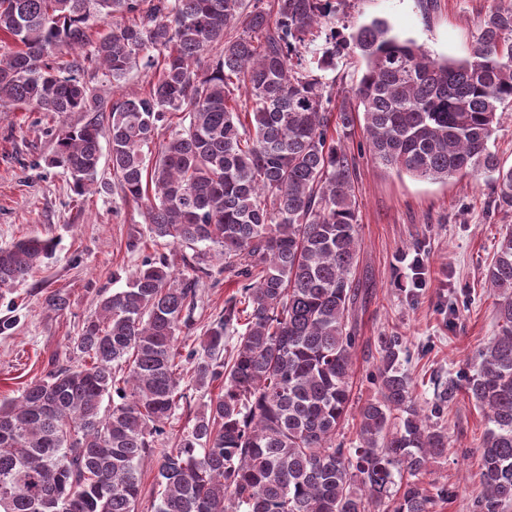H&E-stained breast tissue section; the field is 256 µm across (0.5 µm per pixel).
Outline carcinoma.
I'll use <instances>...</instances> for the list:
<instances>
[{
	"instance_id": "cac0c4a2",
	"label": "carcinoma",
	"mask_w": 512,
	"mask_h": 512,
	"mask_svg": "<svg viewBox=\"0 0 512 512\" xmlns=\"http://www.w3.org/2000/svg\"><path fill=\"white\" fill-rule=\"evenodd\" d=\"M346 0H0V107L90 112L79 65L49 58L67 46L106 70L117 91L140 55L162 57L158 79L119 98L108 125L57 135L53 161L80 194L94 185L106 136L115 185L145 205L153 241L181 254L147 257L126 288L99 301L73 339L75 364L0 402V512H137L141 463L157 455L153 512H436L453 497L425 481L448 455L401 368L404 337H377V396L349 420L357 303L353 271L356 168L343 138L362 124L377 164L429 182L491 177L512 207V167L489 148L512 104V6L482 20L464 59L436 58L374 20L346 39L314 30ZM115 22L92 36L91 22ZM220 47L207 61L203 55ZM366 69L334 91L325 73L350 50ZM245 90L253 101L239 105ZM356 98L363 111L356 110ZM177 118V125L172 119ZM166 128L154 163L143 147ZM216 249L237 290L182 344ZM50 238L0 247V288L50 259ZM485 283L498 293V332L477 350L460 390L483 412L480 497L470 512L512 506V230ZM195 390L220 388L176 433L165 424ZM112 398L102 408L104 397Z\"/></svg>"
}]
</instances>
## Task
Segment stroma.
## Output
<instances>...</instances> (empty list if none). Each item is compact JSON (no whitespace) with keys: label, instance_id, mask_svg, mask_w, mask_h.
Here are the masks:
<instances>
[{"label":"stroma","instance_id":"1","mask_svg":"<svg viewBox=\"0 0 512 512\" xmlns=\"http://www.w3.org/2000/svg\"><path fill=\"white\" fill-rule=\"evenodd\" d=\"M511 0H346L331 25L351 36L361 24L386 20L393 34L413 39L435 57H466L483 17ZM83 80L104 104L101 112H33L0 108V245L40 236L53 239L52 258L14 288H0V398L18 396L31 381L71 358L69 340L94 313L102 296L125 288L143 259L162 252L149 232L144 205L115 186L109 159L97 181L77 194L69 174L53 164L54 136L62 129L106 123L112 86L102 69ZM362 131L344 146L357 167L358 230L362 240L354 278L359 300L353 322L360 338L353 402L371 396L369 375L377 337H406L413 352L405 369L420 401L433 399L437 376L473 375L474 355L497 332L498 297L484 283L498 241L512 227V208L500 207L487 175L428 182L386 171L363 145ZM137 249H129V242ZM224 275L201 279L189 340L203 336L224 307ZM62 306H55V298ZM448 435L447 458L432 475L456 492L439 512H468L480 492L476 451L485 430L482 412L466 395L445 404L438 419Z\"/></svg>","mask_w":512,"mask_h":512}]
</instances>
